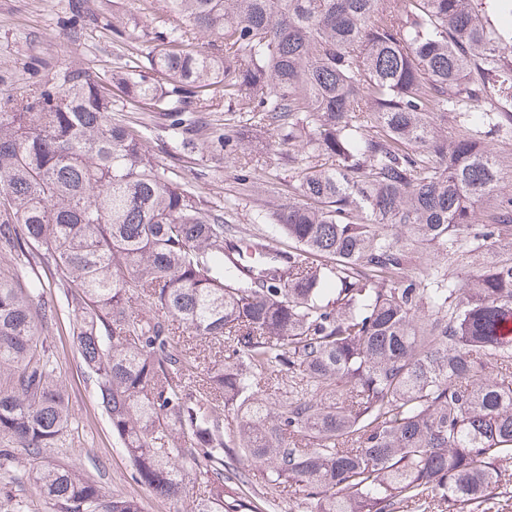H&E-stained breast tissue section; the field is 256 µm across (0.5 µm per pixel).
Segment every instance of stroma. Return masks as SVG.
I'll use <instances>...</instances> for the list:
<instances>
[{"instance_id":"35a3bbf8","label":"stroma","mask_w":512,"mask_h":512,"mask_svg":"<svg viewBox=\"0 0 512 512\" xmlns=\"http://www.w3.org/2000/svg\"><path fill=\"white\" fill-rule=\"evenodd\" d=\"M116 17L122 20L118 36L112 24ZM172 21L163 0H0V95L76 67L91 69L102 82H110L117 67L145 63L156 46L155 31ZM128 118L145 126L149 153L191 182L200 196L223 210L230 223L249 224L257 210L288 194L286 148L254 145L258 189L254 197L245 198L238 193L234 165L210 144L189 151L177 148L169 121L159 112L136 107ZM44 337L76 421L52 447L41 449V460L79 468L106 493L138 499L144 512H191V499L155 498L133 479L73 346L66 310H59ZM31 463V456L17 448L15 440L0 434V512H15L20 504L27 512H48L30 477Z\"/></svg>"}]
</instances>
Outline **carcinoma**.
<instances>
[{
    "label": "carcinoma",
    "mask_w": 512,
    "mask_h": 512,
    "mask_svg": "<svg viewBox=\"0 0 512 512\" xmlns=\"http://www.w3.org/2000/svg\"><path fill=\"white\" fill-rule=\"evenodd\" d=\"M164 3L177 24L114 73L120 96L77 68L0 99V248L53 267L133 479L178 501L192 472L193 512L243 506L252 464L306 512L512 500V194L491 145L512 139V0ZM205 91L246 116L213 140L241 193L249 131L288 147V198L253 217L288 248L244 237L115 117L165 112L193 148L180 114ZM45 288L0 277V433L30 453L74 423ZM31 477L50 512H143L74 467Z\"/></svg>",
    "instance_id": "carcinoma-1"
}]
</instances>
